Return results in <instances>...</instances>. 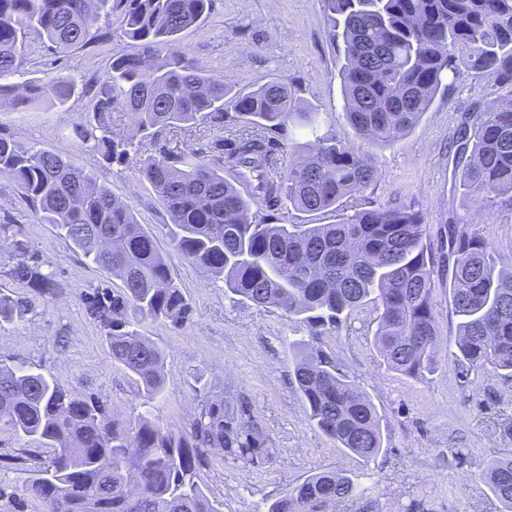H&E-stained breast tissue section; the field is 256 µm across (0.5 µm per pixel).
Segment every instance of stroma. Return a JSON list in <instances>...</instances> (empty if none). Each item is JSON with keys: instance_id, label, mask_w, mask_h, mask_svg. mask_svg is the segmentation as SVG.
I'll list each match as a JSON object with an SVG mask.
<instances>
[{"instance_id": "obj_1", "label": "stroma", "mask_w": 512, "mask_h": 512, "mask_svg": "<svg viewBox=\"0 0 512 512\" xmlns=\"http://www.w3.org/2000/svg\"><path fill=\"white\" fill-rule=\"evenodd\" d=\"M121 19L120 11H113L106 41L65 53L28 35L24 81L65 74L75 78L77 90L61 107L44 102L25 109L1 106L0 134L62 155L127 203L154 236L194 318L180 331L160 323L143 327L162 350L168 372L163 395L143 405L134 378L113 363L79 298L81 291L100 284L101 274L52 225L41 223L21 190L2 178L0 224L9 231L0 235V264L8 260L12 238L27 240L48 257L65 289L46 299L0 273V293L31 299L25 319L0 331V357L34 364L79 396L102 398L114 417L128 425L147 412L186 425L197 406L191 391L195 385L229 401H248L275 454L254 465L210 455L199 481L223 501L224 512H267L286 486L316 471L345 472L358 487L357 499L336 512H499L501 505L482 473L491 459L512 457V438L502 433L512 421V381L490 368L464 375L449 360L422 379L389 370L373 346L376 325L370 306L355 313L348 328L314 337L304 323L279 310L236 303L223 282L175 249L168 216L134 163L105 161L81 138L91 119L87 89L107 72L113 51L133 50L122 35ZM181 46L200 66L242 92L275 78L285 80L294 97L325 112L339 136L354 140L342 113L337 77L342 46L331 40L319 0H215L208 18L185 33ZM506 96L494 78H477L464 69L449 76L410 134L371 150L377 176L358 195L359 204L413 206L428 227L433 251L445 247L448 224L464 222L493 241L502 257L512 256V212L463 199L448 153L466 114ZM433 300L439 348L445 353L457 333L447 276H436ZM301 340L335 359L375 405L384 449L373 461L362 464L345 455L309 421L288 356L289 345ZM41 455L35 443L1 435L0 487L21 493Z\"/></svg>"}]
</instances>
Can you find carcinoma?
<instances>
[{
  "label": "carcinoma",
  "instance_id": "carcinoma-1",
  "mask_svg": "<svg viewBox=\"0 0 512 512\" xmlns=\"http://www.w3.org/2000/svg\"><path fill=\"white\" fill-rule=\"evenodd\" d=\"M123 5L124 34L136 53L117 51L90 101L94 122L83 138L111 162L128 160L152 186L183 258L205 267L243 304L273 307L306 323L314 336L340 331L352 312L377 311L374 346L383 363L407 377L442 362L435 328V258L427 225L408 205L360 208L357 195L375 168L367 154L326 127L313 106L281 79L238 92L205 72L181 48L213 0H0V102L17 108L65 104L69 76L23 85L3 79L25 63L30 32L57 53L87 44L92 30ZM333 38L343 44L338 78L347 125L375 148L409 134L458 63L495 78L512 94V0H320ZM128 112L140 137L112 131V113ZM245 124L247 132L210 146V157L171 142L167 130L195 124ZM293 128L300 139L288 165L268 133ZM154 148H145L144 141ZM467 194L512 211V98L466 117L454 141ZM234 173V180L224 171ZM23 189L42 223L56 227L117 288L79 294L104 337L112 363L136 380L144 403L168 378L162 351L141 332L161 322L174 330L193 308L172 277L155 238L132 209L88 171L61 155L0 136V179ZM246 179L242 193L235 181ZM287 204L333 224H265L258 210ZM448 278L457 318L455 350L466 371L491 366L512 380V262L477 230L448 225ZM4 274L51 298L64 284L23 239L11 240ZM29 311L25 297L0 294V330ZM293 377L309 421L343 452L364 463L383 449L380 418L369 397L335 362L302 343L290 345ZM183 427L144 415L118 422L98 398H82L23 361L0 360V432L49 449L18 500L38 512H223L198 481L205 454L255 464L273 457L249 404L195 392ZM496 499L512 512V457L486 468ZM343 473L315 472L286 488L268 512H334L356 495Z\"/></svg>",
  "mask_w": 512,
  "mask_h": 512
}]
</instances>
